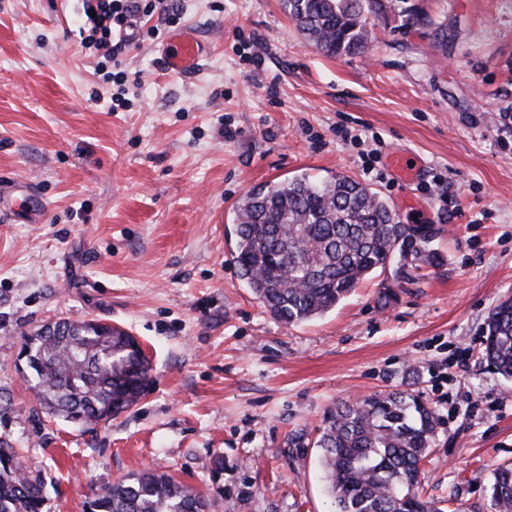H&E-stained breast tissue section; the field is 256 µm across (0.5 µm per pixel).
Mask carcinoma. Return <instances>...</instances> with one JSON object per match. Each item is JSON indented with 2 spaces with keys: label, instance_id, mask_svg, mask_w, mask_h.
<instances>
[{
  "label": "carcinoma",
  "instance_id": "obj_1",
  "mask_svg": "<svg viewBox=\"0 0 512 512\" xmlns=\"http://www.w3.org/2000/svg\"><path fill=\"white\" fill-rule=\"evenodd\" d=\"M298 31L330 56L364 52L386 0H283ZM237 273L274 319L297 325L320 317L357 285L399 258L425 255L439 229L396 222L389 205L358 180L303 173L249 190L234 219ZM24 339L26 380L44 413L83 427L134 405L151 364L119 326L59 320ZM483 356L512 382V297L488 314ZM435 410L407 391L339 401L325 414L314 446L332 512H444L420 491L421 463L435 439ZM496 512H512V467L493 473ZM43 481L0 438V512H43ZM205 496L173 476L130 474L95 493L87 512H208Z\"/></svg>",
  "mask_w": 512,
  "mask_h": 512
}]
</instances>
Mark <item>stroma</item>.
<instances>
[{
	"mask_svg": "<svg viewBox=\"0 0 512 512\" xmlns=\"http://www.w3.org/2000/svg\"><path fill=\"white\" fill-rule=\"evenodd\" d=\"M407 2L427 25L391 10L364 53L329 57L282 0H175L174 32L208 56L169 70L145 15L116 83L80 44L77 0H0V435L45 478L46 512H86L146 468L211 512H331L313 445L325 411L396 390L439 417L425 496L492 512V473L512 465V382L481 344L512 297V0ZM302 173L352 176L399 223L440 227L436 260L276 321L235 273L233 210ZM59 318L141 342L153 370L135 406L90 430L47 422L20 350Z\"/></svg>",
	"mask_w": 512,
	"mask_h": 512,
	"instance_id": "stroma-1",
	"label": "stroma"
}]
</instances>
